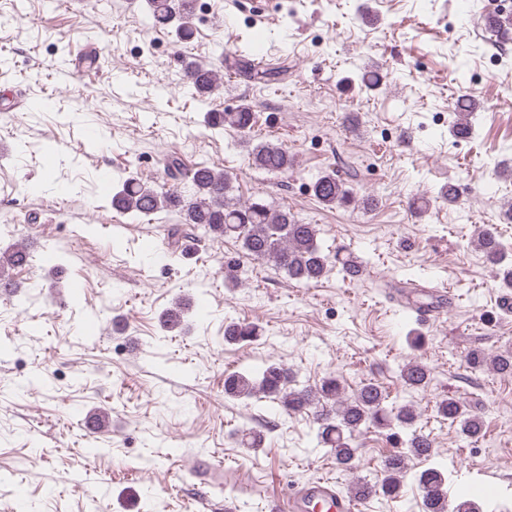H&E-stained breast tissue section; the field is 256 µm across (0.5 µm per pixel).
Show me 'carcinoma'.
<instances>
[{
    "instance_id": "cac0c4a2",
    "label": "carcinoma",
    "mask_w": 512,
    "mask_h": 512,
    "mask_svg": "<svg viewBox=\"0 0 512 512\" xmlns=\"http://www.w3.org/2000/svg\"><path fill=\"white\" fill-rule=\"evenodd\" d=\"M154 24L167 26L177 22L180 39L193 35L190 16L193 0H149ZM488 30L503 36L512 34V16L489 15ZM183 80L200 94H213L220 86L219 74L196 63H189ZM206 123L212 128H232L240 133L250 131L254 112L248 105L235 112H209ZM248 159L255 168L271 174H285L293 167V156L280 144L271 141L250 146ZM167 172L176 183L157 190L136 178L124 180L112 195V208L124 213L151 215L157 211H177L184 225L200 228L205 233L238 242L245 255L262 260L284 271L299 284L318 283L335 266L347 276L362 271L356 257L338 249L326 253L319 242L315 224H302L286 209L272 210L262 200L242 202L233 194L231 178L224 169L208 165L187 169L177 158L169 160ZM188 180L194 193L186 195L177 181ZM315 197L325 206H347L354 201L353 191L337 174L331 172L313 184ZM472 245L483 253L487 262L498 267L506 288H512V263L506 261L498 225L478 227ZM262 328L253 322L231 321L224 326V342L249 344L262 336ZM465 361L473 371L492 370L512 377V350L490 355L480 348L470 349ZM402 386L408 390L423 389L430 380L426 364L411 359L400 370ZM224 394L235 399L265 398L273 403L271 410L287 415L306 413L317 424V444L330 449L336 467L351 472L357 467V440L372 429H389L402 450L391 451L380 461L377 481H358L351 490L369 497H398L402 479L412 459L428 460L434 455V440L415 428L419 417L412 404L388 405V393L379 384L368 381L349 393L334 375L323 378L315 386H293V378L280 364L233 372L224 378ZM443 420L457 426L460 436L470 442L479 440L484 431L483 418L468 408L460 398H444L435 405ZM423 512H475L467 494L448 504L446 479L437 467L423 470L417 479Z\"/></svg>"
}]
</instances>
